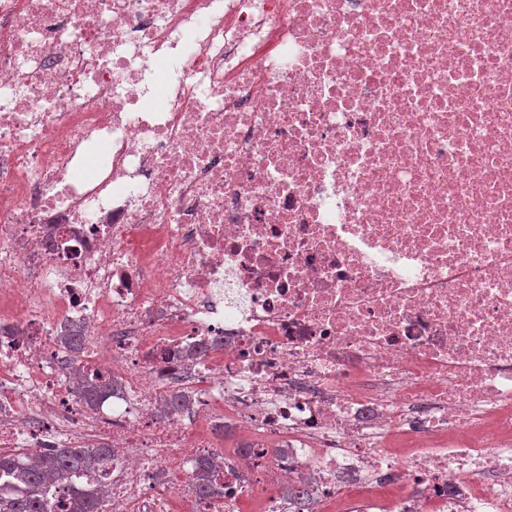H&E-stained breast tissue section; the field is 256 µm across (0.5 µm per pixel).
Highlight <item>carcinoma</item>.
<instances>
[{
  "label": "carcinoma",
  "mask_w": 512,
  "mask_h": 512,
  "mask_svg": "<svg viewBox=\"0 0 512 512\" xmlns=\"http://www.w3.org/2000/svg\"><path fill=\"white\" fill-rule=\"evenodd\" d=\"M112 463L109 448H59L54 452L34 454L25 460L0 453V474L13 478L22 488L16 496L0 501V512H46L43 493L47 482L67 480L77 475L88 463ZM103 493L87 488L73 491L70 512H99Z\"/></svg>",
  "instance_id": "1"
}]
</instances>
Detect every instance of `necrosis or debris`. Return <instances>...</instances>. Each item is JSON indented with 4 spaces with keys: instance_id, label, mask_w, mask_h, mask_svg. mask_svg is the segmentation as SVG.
I'll return each instance as SVG.
<instances>
[{
    "instance_id": "1",
    "label": "necrosis or debris",
    "mask_w": 512,
    "mask_h": 512,
    "mask_svg": "<svg viewBox=\"0 0 512 512\" xmlns=\"http://www.w3.org/2000/svg\"><path fill=\"white\" fill-rule=\"evenodd\" d=\"M0 447L112 449L101 512H512V0H0Z\"/></svg>"
}]
</instances>
